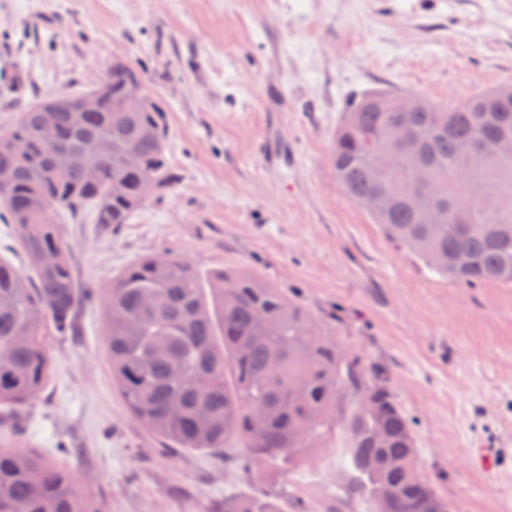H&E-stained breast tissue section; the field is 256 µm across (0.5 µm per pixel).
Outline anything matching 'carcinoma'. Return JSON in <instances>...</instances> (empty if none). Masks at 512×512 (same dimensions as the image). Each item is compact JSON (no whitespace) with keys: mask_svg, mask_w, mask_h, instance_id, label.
Wrapping results in <instances>:
<instances>
[{"mask_svg":"<svg viewBox=\"0 0 512 512\" xmlns=\"http://www.w3.org/2000/svg\"><path fill=\"white\" fill-rule=\"evenodd\" d=\"M140 72L114 60L92 87L94 112H45L23 106L0 132V219L11 224L27 275L0 258V409L16 413L43 391L49 342L71 336L81 300L56 215L93 206L95 223L126 224L152 197L172 188L168 130L154 101L128 102ZM386 92L346 113L331 153L348 198L370 211L387 239L431 273L461 286L512 284V156L478 157L485 141L512 138V86L456 105L431 100L412 112ZM52 123L57 143L39 136ZM86 151L94 182L69 163ZM132 152L138 165L125 156ZM423 167L427 205L442 223L426 224L409 199ZM119 184L122 190L112 192ZM112 380L131 414L176 448L215 452L230 440L271 471L294 467L327 436L346 433L348 488L373 499L390 484L386 512H434L441 495L421 471L412 421L395 402L382 371L364 368L329 339L297 299L252 273L203 275L186 258L156 252L130 264L102 294ZM370 401L345 405V391ZM72 475L42 457L0 450V512H100ZM213 512H288L279 494L242 491Z\"/></svg>","mask_w":512,"mask_h":512,"instance_id":"carcinoma-1","label":"carcinoma"}]
</instances>
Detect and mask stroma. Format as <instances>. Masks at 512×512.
Instances as JSON below:
<instances>
[{"mask_svg":"<svg viewBox=\"0 0 512 512\" xmlns=\"http://www.w3.org/2000/svg\"><path fill=\"white\" fill-rule=\"evenodd\" d=\"M166 112L179 175L129 223L60 222L77 284L101 288L170 251L249 271L333 317L337 346L383 368L424 475L453 512H512V285L466 288L392 245L330 163L363 96L438 102L512 84V0H0V130L21 105L81 93L113 60ZM53 340L44 391L0 448L67 470L102 512H210L248 488L288 512H371L347 488L339 432L283 473L245 450L166 451L112 383L99 298Z\"/></svg>","mask_w":512,"mask_h":512,"instance_id":"1","label":"stroma"}]
</instances>
